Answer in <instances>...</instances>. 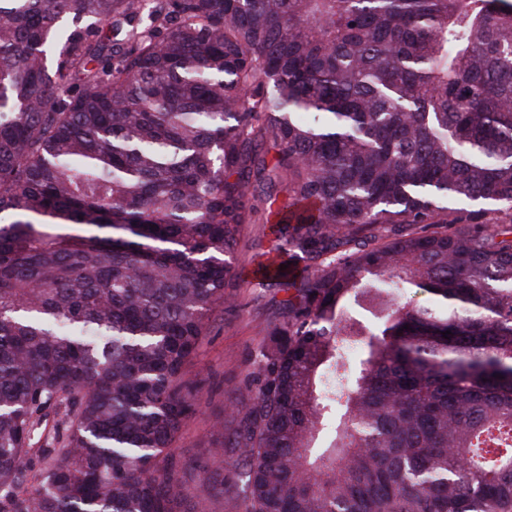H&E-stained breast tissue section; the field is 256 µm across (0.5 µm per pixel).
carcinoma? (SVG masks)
<instances>
[{"label": "carcinoma", "instance_id": "carcinoma-1", "mask_svg": "<svg viewBox=\"0 0 512 512\" xmlns=\"http://www.w3.org/2000/svg\"><path fill=\"white\" fill-rule=\"evenodd\" d=\"M264 184L288 344L187 463ZM229 504L512 512V0H0V512Z\"/></svg>", "mask_w": 512, "mask_h": 512}]
</instances>
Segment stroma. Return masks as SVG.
<instances>
[{"label":"stroma","instance_id":"1","mask_svg":"<svg viewBox=\"0 0 512 512\" xmlns=\"http://www.w3.org/2000/svg\"><path fill=\"white\" fill-rule=\"evenodd\" d=\"M288 200L285 190L257 192L258 221L242 225L233 254V271L225 289L227 299L210 318L208 334L194 359L190 380L197 385L201 405L183 423L174 442L176 454L197 457L218 437H232L236 422L226 416V405L244 406L248 389L254 388L252 373L262 354L279 350L286 338L280 332L278 314L288 295L276 287L255 288L254 271L274 255L278 245L262 221ZM223 417V430L213 427Z\"/></svg>","mask_w":512,"mask_h":512}]
</instances>
